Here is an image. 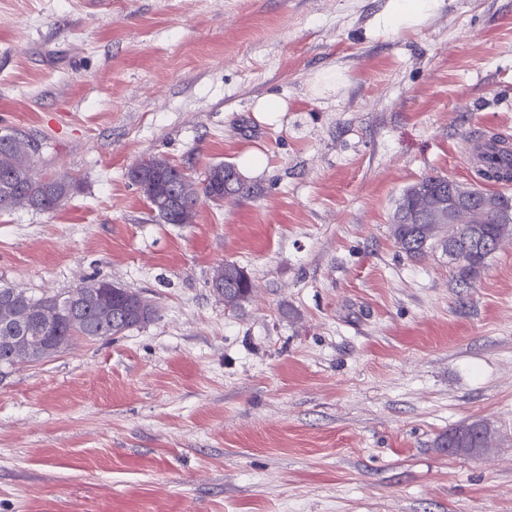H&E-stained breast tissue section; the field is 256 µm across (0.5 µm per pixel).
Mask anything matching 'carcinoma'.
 <instances>
[{
	"label": "carcinoma",
	"instance_id": "obj_1",
	"mask_svg": "<svg viewBox=\"0 0 512 512\" xmlns=\"http://www.w3.org/2000/svg\"><path fill=\"white\" fill-rule=\"evenodd\" d=\"M9 140L0 144V212L24 207L42 213L56 211L76 190V183L66 175L40 177L35 172L34 158L37 145L17 135L0 136ZM488 151L478 154L480 177L504 175L512 182V148L506 140L493 137L487 144ZM129 179L138 188L143 198L166 224H192L197 215L200 200L221 205L226 198H248L255 187L241 177L237 167L221 162L206 168L203 178L194 180L169 160L151 155L135 164L128 172ZM421 190L400 197L401 205L413 216L410 224L390 225V234L396 247L411 259H422L428 252L439 248L443 253L457 249L458 255L451 260L457 282L470 285L486 267L492 246L498 250L500 243L512 237V222L502 220L497 202L508 197L497 192L483 191L489 204L479 213L480 223L473 224L463 217L457 224L441 223L435 207L437 195L447 191L448 177L429 175L417 181ZM223 285L213 293L224 299V308L235 310L247 302L253 284L249 274L234 263L221 266L211 285ZM89 296L84 299L82 310L69 315L57 307L59 296L52 301H43L24 290L0 288L10 309H26L42 305L41 319L31 326L33 333L45 342L62 339L74 341L83 336H114L112 313L125 312L130 317L128 327L145 325L156 317L155 307L143 312L138 302V293L116 284L101 288L94 282L88 286ZM488 434L471 429V423H461L438 438V448H484Z\"/></svg>",
	"mask_w": 512,
	"mask_h": 512
}]
</instances>
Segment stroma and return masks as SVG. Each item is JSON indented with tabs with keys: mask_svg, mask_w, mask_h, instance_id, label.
Segmentation results:
<instances>
[{
	"mask_svg": "<svg viewBox=\"0 0 512 512\" xmlns=\"http://www.w3.org/2000/svg\"><path fill=\"white\" fill-rule=\"evenodd\" d=\"M389 4L0 0V134L79 185L0 213V288L157 307L0 379V512H512V242L466 288L389 230L422 177L477 181L472 139L512 141V0L399 29ZM154 154L258 193L163 223L127 176ZM473 419L488 453L435 448ZM220 268L211 281L212 291L215 295L224 299L225 309H238L250 299L252 294L253 284L249 274L234 263H224ZM218 282V285L223 284L221 290L220 288L218 290L214 288Z\"/></svg>",
	"mask_w": 512,
	"mask_h": 512,
	"instance_id": "1",
	"label": "stroma"
}]
</instances>
